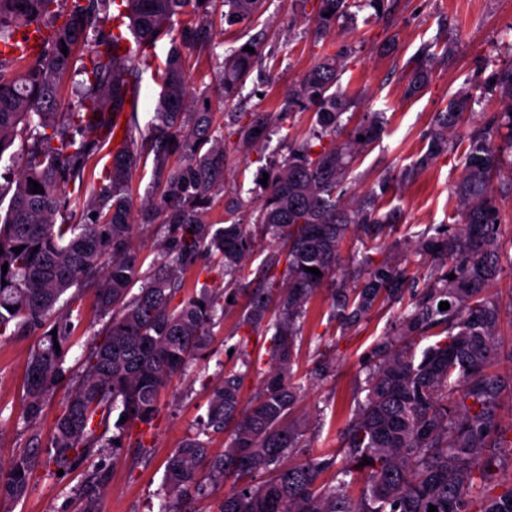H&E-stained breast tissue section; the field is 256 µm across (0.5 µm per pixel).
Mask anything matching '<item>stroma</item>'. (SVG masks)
<instances>
[{
  "mask_svg": "<svg viewBox=\"0 0 512 512\" xmlns=\"http://www.w3.org/2000/svg\"><path fill=\"white\" fill-rule=\"evenodd\" d=\"M315 8L316 0H266L253 21L213 32L215 52L221 56L257 35L265 37L262 57L247 79L245 93L217 104V111L271 112L277 117V131L267 150L248 149L236 139L227 140L225 198L239 201L236 217L248 222L262 192L257 173L267 155L287 153L289 142L303 136L310 125L309 113L288 110L289 87L326 49L352 46L339 84L354 98L356 114L383 113L385 124L381 138L353 164L346 192L359 194L378 180H386L388 190L379 204L382 211L396 212L399 217L380 249L367 252L356 240L346 242L342 262L354 271L365 256L372 264L381 263L393 242L458 221L460 206L454 188L462 173L464 136H454L448 152L427 169L415 168L414 163L428 149L427 134L437 113L457 91L483 81L480 66L484 59L496 55L502 41L512 40V0H395L386 12L373 17L360 11L323 36L316 33L311 20ZM424 45L432 51L430 78L420 93L409 98L404 94L407 64ZM168 49V41L158 42L152 68L140 77L136 105L140 128H147L153 118L160 92L157 74L165 65ZM494 187L504 244L496 287L501 309L508 314L512 312V298L507 295L512 289V182L504 178ZM330 304L331 292L322 288L310 304L306 341L297 352L294 369L307 388L300 408L310 419L305 437L308 452L339 457L342 432L351 408L362 397L373 351L393 333L400 308L383 307L343 330L331 321ZM236 319V313L225 315L221 326L214 329L207 357L191 364L162 391L151 437L152 462L145 467L133 465L132 449H124L119 462L110 468L103 512H159L166 460L195 432L206 412L207 391L202 384L217 382V362L233 361L230 334ZM34 341L31 335L0 338V462L31 446L42 449L48 445L67 392L66 386H59L37 423L24 422V380ZM321 353L326 354L329 369L320 378L315 370ZM81 488L80 474L60 479L39 470L27 495L19 502L0 504V512H76Z\"/></svg>",
  "mask_w": 512,
  "mask_h": 512,
  "instance_id": "1",
  "label": "stroma"
}]
</instances>
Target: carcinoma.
<instances>
[{
    "mask_svg": "<svg viewBox=\"0 0 512 512\" xmlns=\"http://www.w3.org/2000/svg\"><path fill=\"white\" fill-rule=\"evenodd\" d=\"M265 0H0V42L13 40L31 23L46 31L41 56L27 61L0 56V336L39 332L27 366L23 419L36 422L58 383L70 377L49 448H34L0 467V502H16L42 470L68 476L82 470L78 512H103L110 468L126 448L147 462L146 441L159 415V396L173 377L206 356L213 329L224 310L246 296L236 324L238 361L221 365L219 382L208 387L200 427L167 458L160 512H193V500L216 484L232 482L217 512H512V482L497 472L509 459L498 411L512 389V348L496 337L501 316L489 294L500 272L499 214L493 179L512 174V42L494 64L492 84L507 121L503 144L490 127L468 136L462 176L456 185L461 219L448 228L424 230L408 243L429 263L425 288L402 307L393 334L376 347L362 391L344 430L345 456L301 455L309 422L297 412L306 392L293 372L295 350L307 305L332 286L331 315L348 328L372 310L402 302L406 273L399 255L371 266L348 286L339 249L349 234L365 251L389 235L392 212L377 206L379 190L344 199L343 184L353 156L377 141L382 113L367 112L354 128L347 113L353 99L338 77L344 52H324L288 91V106L312 112L308 132L292 141L288 155L262 168L265 194L252 223L234 218L212 222L208 215L224 194L225 136L244 146L264 147L273 129L270 114L232 113L219 118L206 102L193 99L186 53L213 57L211 35L251 21ZM383 0H318L312 20L327 33L350 8L379 10ZM128 20L135 51L120 53L111 12ZM169 38L168 63L159 74L162 90L147 134L136 138V112L127 116L122 147L92 177L89 191L73 194L92 161L110 142L112 114L136 103L138 78L152 66L158 41ZM67 53H62V47ZM233 49L215 65L212 91L230 99L245 88L262 55V36ZM430 54L412 70L405 95L428 80ZM79 76L73 99L58 88ZM478 97L456 93L438 113L429 148L416 161L425 169L448 151L449 137L471 120ZM364 139H359V136ZM152 163L151 191L140 205L128 193L133 172ZM44 193L33 192L29 180ZM159 224L164 236L157 257L142 271L134 230ZM282 247L265 257L264 285L251 287L247 271L258 242ZM23 247L19 253L14 247ZM38 251H33V248ZM216 273L192 294L184 273L201 255ZM282 279H277L279 266ZM320 270L317 276L306 268ZM455 274L449 279V274ZM93 293L106 322L100 340L85 347L76 369L64 367L73 347L72 312L60 314L61 298L71 304ZM447 302L450 308L440 310ZM13 310H8V307ZM57 334H51L52 330ZM271 334L268 370L258 392L243 400V384L255 370L249 336ZM427 340L422 351L415 343ZM59 347H54V344ZM224 434V451L209 446ZM365 459L370 463L363 466ZM335 470L334 480H320ZM363 484L355 498L350 486Z\"/></svg>",
    "mask_w": 512,
    "mask_h": 512,
    "instance_id": "cac0c4a2",
    "label": "carcinoma"
}]
</instances>
